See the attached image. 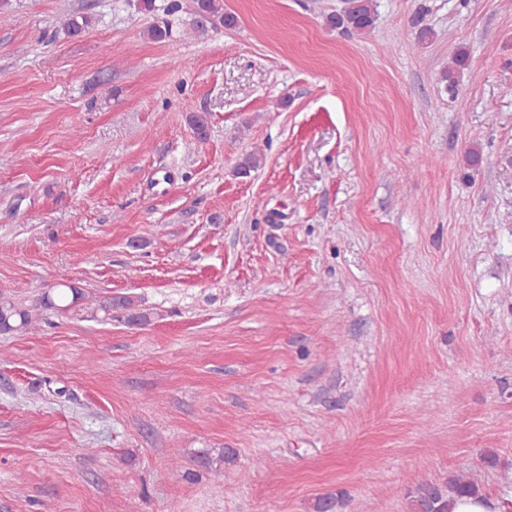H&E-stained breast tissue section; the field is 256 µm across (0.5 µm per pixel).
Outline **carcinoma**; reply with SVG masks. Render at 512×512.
Wrapping results in <instances>:
<instances>
[{
    "mask_svg": "<svg viewBox=\"0 0 512 512\" xmlns=\"http://www.w3.org/2000/svg\"><path fill=\"white\" fill-rule=\"evenodd\" d=\"M194 29L200 33L217 25L234 28L238 17L224 11L223 0H192ZM330 27L352 34L371 33L377 22L376 0H344V7L328 17ZM91 25L87 15L73 16L65 23V31L71 37L81 35ZM469 53L463 47L456 48L451 65L441 71L438 83L445 89L456 90L455 71L468 67ZM260 157L254 153L246 154L235 167L239 178L250 176L259 167ZM106 316L112 312H121L126 320L136 325L150 322V314L138 308L134 299L127 295L111 296L103 300H90L85 292L70 282H58L40 299L30 306L18 305L9 300H0V332L28 333L39 328L42 311L53 310L60 314L75 311L80 305ZM482 493L480 485L471 478L457 474L442 481L420 483L406 494L408 512H450L457 496L478 495Z\"/></svg>",
    "mask_w": 512,
    "mask_h": 512,
    "instance_id": "carcinoma-1",
    "label": "carcinoma"
}]
</instances>
